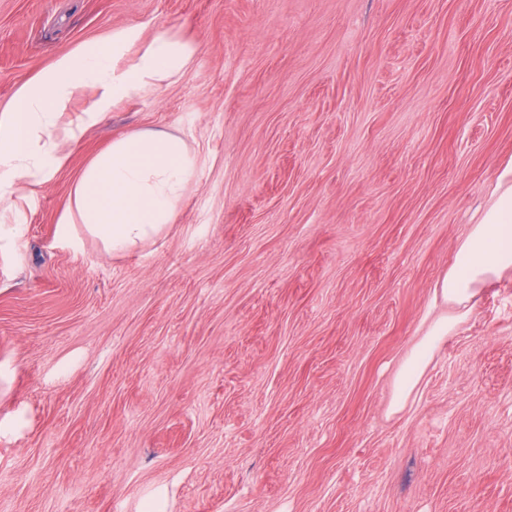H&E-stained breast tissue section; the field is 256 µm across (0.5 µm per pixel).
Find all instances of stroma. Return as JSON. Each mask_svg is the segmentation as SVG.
Masks as SVG:
<instances>
[{"instance_id":"obj_1","label":"stroma","mask_w":512,"mask_h":512,"mask_svg":"<svg viewBox=\"0 0 512 512\" xmlns=\"http://www.w3.org/2000/svg\"><path fill=\"white\" fill-rule=\"evenodd\" d=\"M127 24L198 52L65 144L0 252V512H512V279L391 410L512 156V0H0V108ZM139 129L198 171L112 257L58 219Z\"/></svg>"}]
</instances>
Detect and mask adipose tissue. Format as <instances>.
Wrapping results in <instances>:
<instances>
[{"label":"adipose tissue","mask_w":512,"mask_h":512,"mask_svg":"<svg viewBox=\"0 0 512 512\" xmlns=\"http://www.w3.org/2000/svg\"><path fill=\"white\" fill-rule=\"evenodd\" d=\"M197 52L194 42L163 29L144 39L136 26H119L105 41H88L63 54L24 83L0 110V213L17 212L18 200L61 170L64 143L77 140L120 102L181 74ZM97 97L75 121L60 118L80 89ZM197 159L178 134L136 130L113 139L75 180L63 225H81L108 254L132 252L174 223ZM512 277V158L476 224L458 245L452 263L436 278L434 303L446 314L425 319L423 334L407 353L394 381L393 412L403 411L436 349L485 292Z\"/></svg>","instance_id":"1"}]
</instances>
